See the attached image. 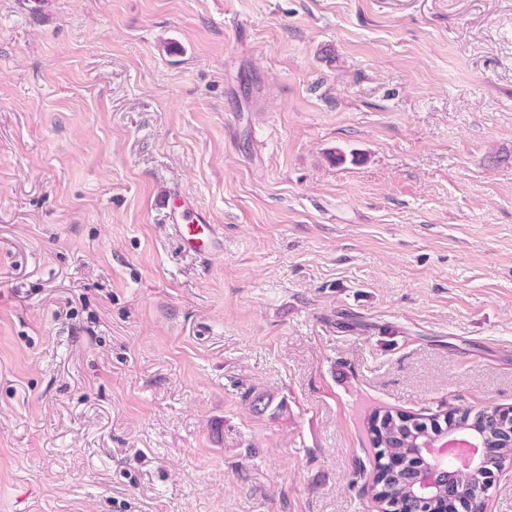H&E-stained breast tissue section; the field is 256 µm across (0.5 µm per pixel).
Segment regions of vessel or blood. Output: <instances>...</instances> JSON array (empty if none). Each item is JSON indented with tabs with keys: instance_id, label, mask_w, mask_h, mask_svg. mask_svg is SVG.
<instances>
[{
	"instance_id": "vessel-or-blood-1",
	"label": "vessel or blood",
	"mask_w": 512,
	"mask_h": 512,
	"mask_svg": "<svg viewBox=\"0 0 512 512\" xmlns=\"http://www.w3.org/2000/svg\"><path fill=\"white\" fill-rule=\"evenodd\" d=\"M166 217L183 250L200 255L221 251L223 240L217 226L210 224L191 198L180 194L170 197L166 204Z\"/></svg>"
}]
</instances>
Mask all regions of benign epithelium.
I'll list each match as a JSON object with an SVG mask.
<instances>
[{"instance_id": "7a95c632", "label": "benign epithelium", "mask_w": 512, "mask_h": 512, "mask_svg": "<svg viewBox=\"0 0 512 512\" xmlns=\"http://www.w3.org/2000/svg\"><path fill=\"white\" fill-rule=\"evenodd\" d=\"M494 432H473L453 427L448 433L419 440L414 457L420 459L417 477L411 486L414 498L423 504H439V512H487L488 491L496 475L512 465V460L489 453L484 443L495 442ZM374 483H383L394 472L409 468L397 458L383 461Z\"/></svg>"}]
</instances>
